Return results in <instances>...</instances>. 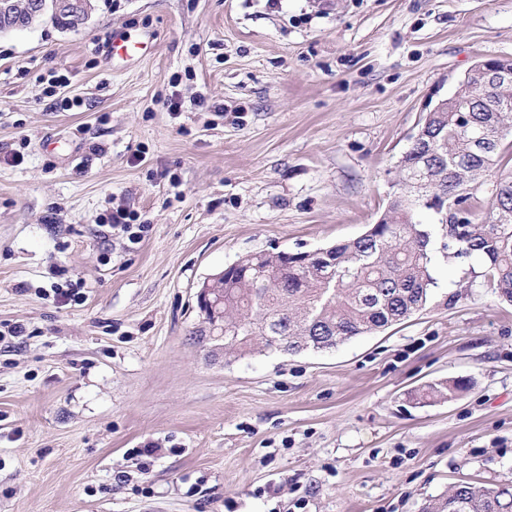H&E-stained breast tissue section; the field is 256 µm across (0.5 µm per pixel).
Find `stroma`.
<instances>
[{"instance_id":"35a3bbf8","label":"stroma","mask_w":512,"mask_h":512,"mask_svg":"<svg viewBox=\"0 0 512 512\" xmlns=\"http://www.w3.org/2000/svg\"><path fill=\"white\" fill-rule=\"evenodd\" d=\"M91 3L0 35V329L26 328L0 512H422L512 482V306L466 266L435 256V304L319 352L225 355L197 305L242 256L376 223L429 101L512 59V0ZM128 32L150 49L110 61ZM117 204L139 243L102 233ZM470 387V381L466 379H458L453 381H445L428 385L422 392L424 399H451L458 392L467 390Z\"/></svg>"}]
</instances>
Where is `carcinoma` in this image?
I'll use <instances>...</instances> for the list:
<instances>
[{"instance_id": "1", "label": "carcinoma", "mask_w": 512, "mask_h": 512, "mask_svg": "<svg viewBox=\"0 0 512 512\" xmlns=\"http://www.w3.org/2000/svg\"><path fill=\"white\" fill-rule=\"evenodd\" d=\"M34 0H0V33L26 29L49 17L61 29L85 23L90 4L61 16ZM511 75L476 71L467 98L429 112L419 137L399 161L398 178L380 220L361 236L313 252L267 251L227 268L224 282V353L261 342L273 352L334 348L392 326L433 301L430 246L440 240L459 264L485 263L484 277L512 303V169L500 164L512 136ZM492 205L479 209V191ZM458 379L427 386L424 399H451L467 390ZM423 512H512V485L469 482Z\"/></svg>"}]
</instances>
